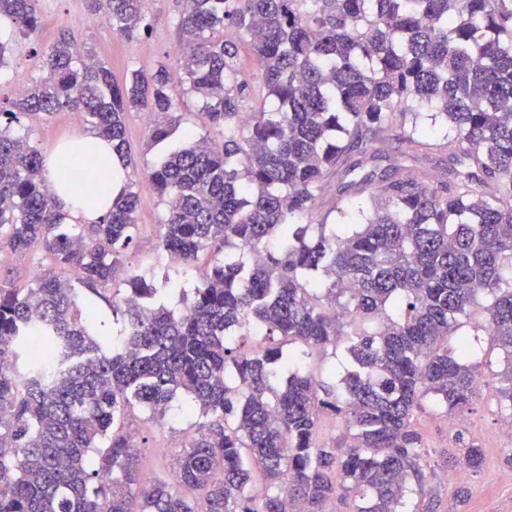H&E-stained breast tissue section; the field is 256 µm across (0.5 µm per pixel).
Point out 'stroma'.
I'll list each match as a JSON object with an SVG mask.
<instances>
[{"label": "stroma", "mask_w": 512, "mask_h": 512, "mask_svg": "<svg viewBox=\"0 0 512 512\" xmlns=\"http://www.w3.org/2000/svg\"><path fill=\"white\" fill-rule=\"evenodd\" d=\"M142 9L150 18L151 27L132 40L113 32L106 21L89 23L87 0H40L42 25L29 38L1 25L0 39L11 43L12 52L8 66L0 69V104L6 106L14 100L16 85L32 84L40 72L39 54L68 31L95 59L104 62L120 82L135 69L150 72L161 63L177 67L180 38L175 20L183 9L182 0H143ZM89 128V123L73 122L70 111L64 110L44 118L21 116L12 130L27 137L45 156L61 140ZM139 193L138 227L125 264L154 272L160 282L173 269L159 247L158 230L165 218L166 204L148 184H140ZM480 349L483 366L470 406L456 415L454 425H447L443 416L429 411L420 415L418 425L425 437L429 463H436L445 453L456 452V438L461 435L482 448L483 465L479 472L465 473L457 482H447L438 476L427 478L426 483L437 488L443 506H456L457 512H512V464L507 461L512 454V439L499 435L500 422L506 415L497 394L503 361L498 350L492 348L489 336H482ZM133 425L148 438L145 454L149 472L166 476L178 453L175 441L190 433L191 420L183 417L180 406L175 405L162 422H146L139 413L134 416ZM461 485L468 489L469 497L458 506L454 494Z\"/></svg>", "instance_id": "obj_1"}]
</instances>
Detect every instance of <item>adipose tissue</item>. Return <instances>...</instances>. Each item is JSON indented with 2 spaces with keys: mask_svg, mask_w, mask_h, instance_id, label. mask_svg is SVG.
<instances>
[{
  "mask_svg": "<svg viewBox=\"0 0 512 512\" xmlns=\"http://www.w3.org/2000/svg\"><path fill=\"white\" fill-rule=\"evenodd\" d=\"M80 151L88 158L103 159L106 170L104 203L86 204L82 198L84 173L76 169L70 158L71 151ZM45 174L55 189L64 211L72 222L77 224H96L107 211L108 200L117 197L124 185V167L120 157L113 152L109 141L90 133H77L58 144L49 152L44 165Z\"/></svg>",
  "mask_w": 512,
  "mask_h": 512,
  "instance_id": "1",
  "label": "adipose tissue"
}]
</instances>
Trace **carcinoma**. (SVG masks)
Wrapping results in <instances>:
<instances>
[{
	"label": "carcinoma",
	"mask_w": 512,
	"mask_h": 512,
	"mask_svg": "<svg viewBox=\"0 0 512 512\" xmlns=\"http://www.w3.org/2000/svg\"><path fill=\"white\" fill-rule=\"evenodd\" d=\"M38 2L0 0V20L30 37ZM89 2L128 39L150 29L142 0ZM183 2L178 73L120 84L65 35L0 110V250L51 258L26 288L0 276V512H435L418 416L473 397L458 330L480 303L512 410V0ZM178 87L199 124L181 127ZM60 109L126 168V113L166 117L153 144L182 131L145 174L178 269L210 255L180 312L124 265L139 180L102 222L62 223L40 151L12 134ZM393 139L404 163L377 165ZM328 192L336 223H298ZM108 290L122 319L102 334L85 292ZM339 350L329 383L310 358ZM180 395L188 446L172 479L145 481L131 412L162 417ZM326 419L345 427L328 446ZM457 441L463 459L441 467L478 471L482 448Z\"/></svg>",
	"instance_id": "1"
}]
</instances>
